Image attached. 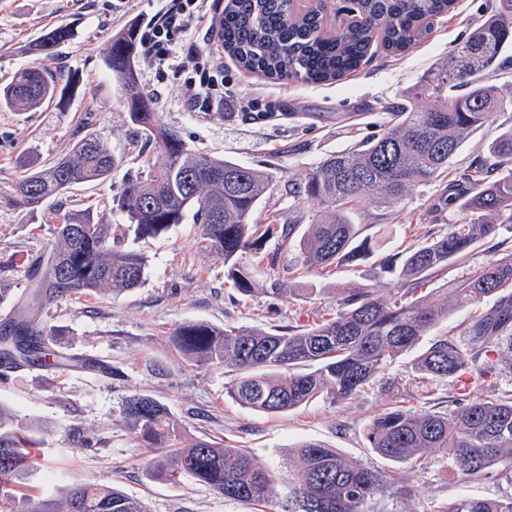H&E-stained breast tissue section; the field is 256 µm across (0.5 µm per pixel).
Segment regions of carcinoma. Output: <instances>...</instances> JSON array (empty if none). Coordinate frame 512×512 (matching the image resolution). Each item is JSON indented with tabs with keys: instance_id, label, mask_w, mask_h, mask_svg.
Returning <instances> with one entry per match:
<instances>
[{
	"instance_id": "1",
	"label": "carcinoma",
	"mask_w": 512,
	"mask_h": 512,
	"mask_svg": "<svg viewBox=\"0 0 512 512\" xmlns=\"http://www.w3.org/2000/svg\"><path fill=\"white\" fill-rule=\"evenodd\" d=\"M455 0H358V18L332 36L322 32L326 0H309L297 11L291 0H230L214 37L244 69L284 82L340 80L365 60L376 38L398 56L414 44L426 19L448 13ZM135 25L113 36L105 65L128 103L132 147L143 171L122 184L117 204L136 239L156 238L192 217L204 247L224 260L236 291H257L238 255L257 241L254 211L271 178L258 170L196 152L178 133L160 123L151 99L139 88ZM74 36L68 23L47 28L29 47L50 55ZM512 47V0L486 16L460 41L417 96L394 112L396 121L356 149L329 155L293 190L313 201L321 216L299 240L311 271L354 259L358 235L353 212L363 203L396 204L413 187L444 176L464 140L482 128L500 107L497 88L482 75L503 66ZM78 73L55 76L36 65L16 70L0 85V111L24 112L61 105L79 93ZM94 134L76 136L71 150L44 162L25 158V175L0 190V203L31 212L44 210L79 184L105 182L119 166ZM444 205L465 212L458 224L419 246L388 255L397 298L389 302L375 285L344 288L336 317L294 331L221 329L185 322L174 333V349L187 362L221 365L236 373L227 395L239 406L283 413L319 397L341 404L385 380L387 363L419 348L411 367L421 379L445 380L460 371L482 378L497 371L512 375V254L487 263L451 289L450 297L429 303L417 296L420 284L448 271L482 239L497 230L490 217L512 222V130L489 155L450 184ZM112 208L57 212L54 246L29 270L36 291L32 303L0 323V359L10 364L57 365L63 356L45 342L43 306L80 290L119 294L140 286L145 253L112 236ZM458 308L490 303L463 323L456 336H423ZM444 413L384 407L370 423L369 447L396 464L414 465L425 454L443 451L448 466L469 482L495 466L512 469V400L469 396ZM123 414L137 438L159 451L155 475L175 481L184 475L226 498L265 504L279 478L288 487L284 512H363L386 489L383 475L320 442L296 447L297 464L276 475L244 448L216 441L180 438L177 423L154 399L134 394ZM11 412L0 406V512H59L52 499L24 492L42 467L36 438L11 428ZM67 512H147L138 499L105 486L79 484L67 495ZM434 512H512L506 499L461 496Z\"/></svg>"
}]
</instances>
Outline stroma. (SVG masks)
<instances>
[{"instance_id":"stroma-1","label":"stroma","mask_w":512,"mask_h":512,"mask_svg":"<svg viewBox=\"0 0 512 512\" xmlns=\"http://www.w3.org/2000/svg\"><path fill=\"white\" fill-rule=\"evenodd\" d=\"M497 4L456 0L448 14L426 20L425 31L408 52L394 56L374 43L368 62L333 83L270 80L225 60L224 97L209 112L186 110L184 74L158 75L140 65L139 84L163 125L179 131L200 153L271 176V189L255 219L273 231L257 249L239 255L240 265L253 272L259 285L249 296L234 289L223 260L200 248V228L188 219L168 235L139 242L150 268L138 288L114 296L71 293L44 307L41 322L52 329L56 349L70 355L73 366L0 367V405L11 411L17 431L40 440L48 460L47 469L32 479L36 496L60 503L75 484L91 483L142 499L148 512H255L191 477L171 483L152 474L156 450L139 440L123 417V404L134 394L164 405L182 434L249 449L271 468L287 467L295 446L306 441L339 449L387 477L386 490L365 504V512H432L437 503L459 496L512 495V472L497 467L485 480L468 482L440 452L423 457L414 479H407L404 467L378 456L365 438L379 405L405 400L418 409L447 412L454 407L453 397L464 392L510 398V374L476 380L461 373L422 387L412 376L410 356L404 355L386 370L389 388L358 393L340 405L319 399L268 414L242 408L227 396L234 372L191 365L172 346L175 330L187 321L270 330L334 317L340 288L375 284L387 300L395 299L394 279L383 272L382 259L463 218L457 211L433 213L443 183L420 185L389 207H359L354 214L357 239L367 243L368 252L324 276L304 270L296 241L282 233L286 225L305 228L319 217L316 203L295 202L291 190L328 155L379 133L392 121L396 106L414 100L422 78ZM160 5V0H0V79L31 63L52 74L75 71L83 79L81 92L63 110L0 112V185L19 175L21 156L63 155L79 132L98 135L122 163L111 180L73 187L62 199L64 209L111 201L126 177L138 172L141 163L128 150V104L103 55L118 31L146 20ZM61 23L73 25V39L50 55L26 53V45L42 30ZM494 83L501 107L466 139L450 163L448 180L485 158L492 142L512 130V67L499 70ZM252 99L259 100V110L247 109ZM497 224L496 233L456 261L447 275L426 284L429 301H438L443 289L512 252V222L501 218ZM53 240L49 211L33 214L0 206V319L27 298L25 270L32 258L50 251ZM277 282L294 288V296L271 294ZM408 481L415 491L410 500L399 493Z\"/></svg>"}]
</instances>
